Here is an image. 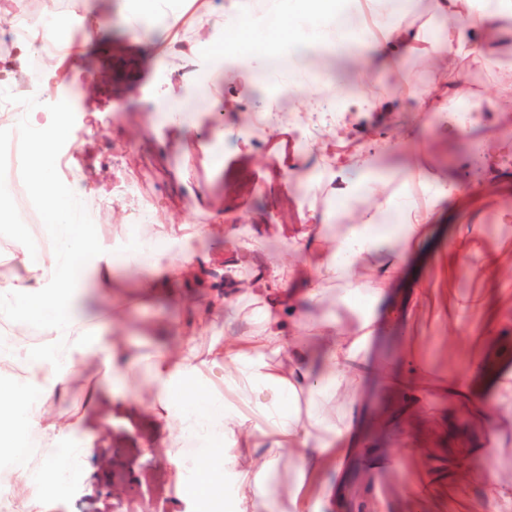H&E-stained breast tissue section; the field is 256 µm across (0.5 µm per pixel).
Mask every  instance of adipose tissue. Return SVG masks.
Here are the masks:
<instances>
[{
  "mask_svg": "<svg viewBox=\"0 0 512 512\" xmlns=\"http://www.w3.org/2000/svg\"><path fill=\"white\" fill-rule=\"evenodd\" d=\"M369 3L371 23L363 29L364 43L369 45L378 41L385 48H401L424 58L444 52L453 61L483 54L486 44L512 41V0H435L437 12L448 19L440 44L430 43L427 31L405 24L404 0ZM323 39L317 29L280 22L271 26L268 40L258 47L249 34H242L241 48L244 60L261 74L272 68L273 49L286 43L321 53ZM24 108L25 120L37 136L19 155L17 171L43 204L53 235L51 247L45 249L30 225L16 224L14 255L25 274L0 286V317L12 320L19 331L38 327L42 336L38 348L18 351L24 365L21 378L0 368V468L26 496L29 512H42L44 502L60 485L64 467L86 453L81 440L64 437L62 425L42 409L67 393L70 367L76 362L95 365L104 383L113 386L124 384L131 372L142 371L153 396L151 414L169 441L167 461L178 472L194 466L200 491L212 490L219 482L209 464L211 455L241 444L261 449V456L229 462L237 512H323L325 505L335 504L336 488L322 476L338 468L335 444L350 427L326 422L320 405L334 399L355 366L367 359L374 319L364 314L357 327L343 336L335 315L328 312L317 318L310 340L286 335V320L298 317L302 308L321 306L327 284L350 280L357 266L374 268L379 286H387L399 266L380 259V252L391 242L400 253L410 251L425 233L430 210L407 201L399 206L402 223L386 224L370 217L350 225L308 287L280 288L282 270L275 264L253 277L241 293L248 299L247 319L259 327L256 334L214 344L205 358L190 337L183 339L178 351L160 347L145 357L113 348L107 325L93 319L87 293L111 302L116 287L113 275L119 268L139 270V291L166 289L186 279L196 259L181 243L169 247L166 263L149 265L141 246L118 249L90 241L84 225L74 217V207L62 201L55 186L50 146L68 135L67 121L43 115L40 103L31 99ZM219 387L245 392L250 413L215 396ZM299 392L308 397L302 417L288 408L290 397ZM25 432L37 440L40 466L35 470L13 463ZM190 439L202 447L201 457L194 461L181 451ZM285 448L297 451L303 462L297 484L260 495Z\"/></svg>",
  "mask_w": 512,
  "mask_h": 512,
  "instance_id": "obj_1",
  "label": "adipose tissue"
}]
</instances>
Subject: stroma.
<instances>
[{"label": "stroma", "instance_id": "1", "mask_svg": "<svg viewBox=\"0 0 512 512\" xmlns=\"http://www.w3.org/2000/svg\"><path fill=\"white\" fill-rule=\"evenodd\" d=\"M49 9L94 30L89 42L73 36L74 50L55 77L17 37L20 22ZM266 19L263 0H238L224 11L223 38L237 39L247 24L254 42H263ZM197 37L185 29L174 48L162 22L131 30L116 0H0V92L20 89L37 95L44 111H66L70 135L58 145L73 150L68 199L88 236L124 246L145 206L149 221L137 227L146 260L162 258L167 242L183 236L196 255L195 283L148 297L125 292L115 307L126 325L115 341L173 350L191 336L204 354L216 334L255 333L246 319L213 306L216 287L230 298L239 286L230 268L250 278L277 263L284 287H301L348 225L400 196L422 201L419 181L456 184L371 305L369 360L379 373L350 387L352 436L336 442L350 454L325 478L341 485L344 512H471L498 482H512L511 434L485 453L468 447L484 442L482 416L491 403L512 401L503 388L512 381V57L494 64L471 55L440 68L375 46L367 75L347 57L314 55L285 78L279 123L259 128L269 87L233 60L218 85L198 83L194 75L208 58L190 56ZM312 70L323 74L324 97L339 108L342 129L308 142L298 118L309 106L297 86ZM457 80L473 100L493 96L506 111L458 128L446 93ZM423 91L424 111L416 98ZM371 92L380 100L374 110L361 105ZM173 98L194 126L164 119ZM360 159L375 190L342 203L333 192L359 177ZM305 226L320 248L295 249ZM375 288L366 267L329 287L324 306L341 332L357 322L345 294ZM455 380L471 388L469 406L449 394ZM150 400L145 388L134 397L111 393L91 364L72 368L67 395L48 409L62 423L80 421L90 452L79 485L55 494L44 512H105L114 495L134 512H199L197 474L168 466L165 434L146 414Z\"/></svg>", "mask_w": 512, "mask_h": 512}]
</instances>
